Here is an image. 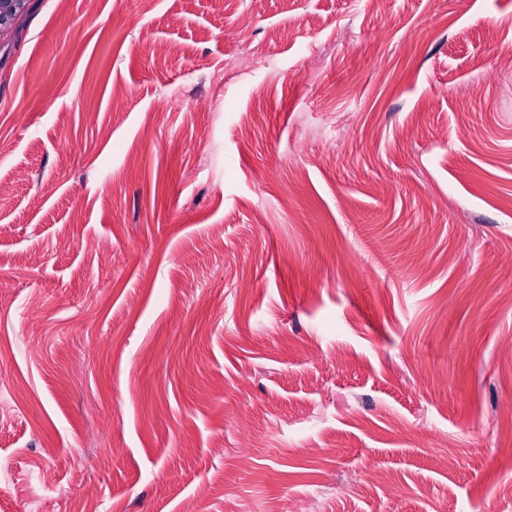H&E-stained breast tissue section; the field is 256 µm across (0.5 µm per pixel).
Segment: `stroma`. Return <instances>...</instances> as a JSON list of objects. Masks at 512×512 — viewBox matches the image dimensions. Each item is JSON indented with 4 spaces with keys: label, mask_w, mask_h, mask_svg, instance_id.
<instances>
[{
    "label": "stroma",
    "mask_w": 512,
    "mask_h": 512,
    "mask_svg": "<svg viewBox=\"0 0 512 512\" xmlns=\"http://www.w3.org/2000/svg\"><path fill=\"white\" fill-rule=\"evenodd\" d=\"M511 433L512 0L0 36V512H512Z\"/></svg>",
    "instance_id": "obj_1"
}]
</instances>
